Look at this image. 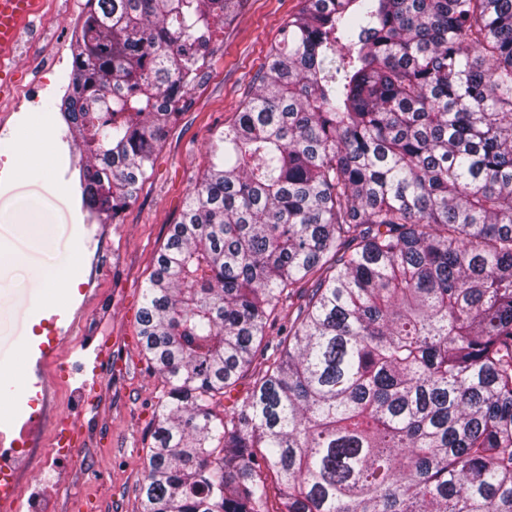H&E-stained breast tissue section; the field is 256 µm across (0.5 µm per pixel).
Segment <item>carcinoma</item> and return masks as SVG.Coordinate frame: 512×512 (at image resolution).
<instances>
[{
	"instance_id": "cac0c4a2",
	"label": "carcinoma",
	"mask_w": 512,
	"mask_h": 512,
	"mask_svg": "<svg viewBox=\"0 0 512 512\" xmlns=\"http://www.w3.org/2000/svg\"><path fill=\"white\" fill-rule=\"evenodd\" d=\"M88 5L55 108L112 224L225 5ZM220 142L143 291L141 512H512V0H307ZM253 379L251 373L243 376L239 379L237 384L224 396L219 397L214 405V411L220 416L224 417V414H230L234 411L237 404H240L242 400L250 393L252 389Z\"/></svg>"
}]
</instances>
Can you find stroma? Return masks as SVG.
<instances>
[{"label":"stroma","mask_w":512,"mask_h":512,"mask_svg":"<svg viewBox=\"0 0 512 512\" xmlns=\"http://www.w3.org/2000/svg\"><path fill=\"white\" fill-rule=\"evenodd\" d=\"M86 0H52L44 18H33L28 31L33 45L19 44L28 62L14 70L17 84L38 91L43 105L57 101L53 88L42 86L30 59L46 46L69 47L72 20ZM305 0H233L224 27L210 44L205 73L190 91L189 103L171 124L153 156L148 177L118 223L94 225L85 232L75 209L80 195L68 190L69 167L54 168L55 153L86 166L87 159L67 126L23 135L11 126L0 129V144L10 143L13 160L0 169V250H23L25 265L0 275V373H21L30 387L45 373L56 389L59 409H76L73 390L90 383L96 406L81 423L88 439L79 464L59 462L53 488L56 512H140L141 487L147 470L146 452L158 403L166 384L140 350L138 314L142 294L157 252L170 224L179 220L187 196L207 168L211 149L254 92L253 80L271 43ZM35 201L52 226L48 243L32 236L27 212L18 200ZM95 258L103 269L87 296L74 285ZM64 271L55 295L44 298L42 271L48 263ZM80 316L98 338L114 342L111 364L96 365V348L78 336H65L55 354L42 358L36 326L55 318L57 327Z\"/></svg>","instance_id":"1"}]
</instances>
